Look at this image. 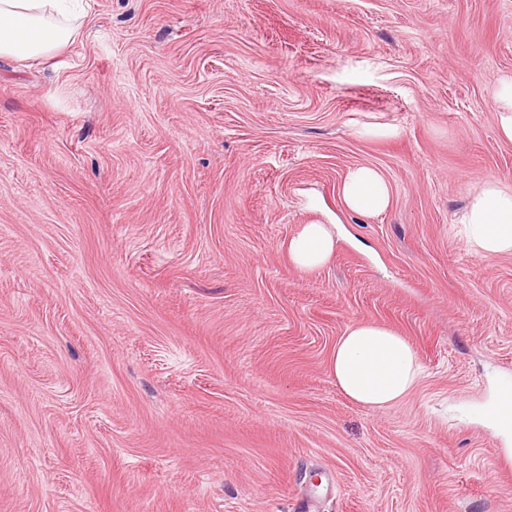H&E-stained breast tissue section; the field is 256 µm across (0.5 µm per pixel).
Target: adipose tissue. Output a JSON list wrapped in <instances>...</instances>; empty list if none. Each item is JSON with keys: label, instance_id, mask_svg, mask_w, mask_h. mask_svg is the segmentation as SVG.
Wrapping results in <instances>:
<instances>
[{"label": "adipose tissue", "instance_id": "adipose-tissue-1", "mask_svg": "<svg viewBox=\"0 0 512 512\" xmlns=\"http://www.w3.org/2000/svg\"><path fill=\"white\" fill-rule=\"evenodd\" d=\"M78 19L76 0H0V56L48 58L71 42ZM338 192L344 207L359 216L380 215L391 205L387 177L368 164L349 167ZM459 222L477 255L512 254V190L498 180H486L474 192ZM336 247L328 225L304 224L288 242V258L293 267L312 271L326 265ZM330 371L346 397L369 408L398 403L421 374L416 354L402 336L365 321L338 339Z\"/></svg>", "mask_w": 512, "mask_h": 512}]
</instances>
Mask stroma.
Instances as JSON below:
<instances>
[{
    "label": "stroma",
    "instance_id": "obj_1",
    "mask_svg": "<svg viewBox=\"0 0 512 512\" xmlns=\"http://www.w3.org/2000/svg\"><path fill=\"white\" fill-rule=\"evenodd\" d=\"M509 80L512 0H85L0 57V512H512V254L459 226ZM360 321L424 369L386 410L330 373ZM338 192L344 207L359 216L380 215L391 205L392 189L387 177L368 164L349 167ZM337 239L327 224H303L288 241V258L299 270L312 271L326 265L337 247Z\"/></svg>",
    "mask_w": 512,
    "mask_h": 512
}]
</instances>
